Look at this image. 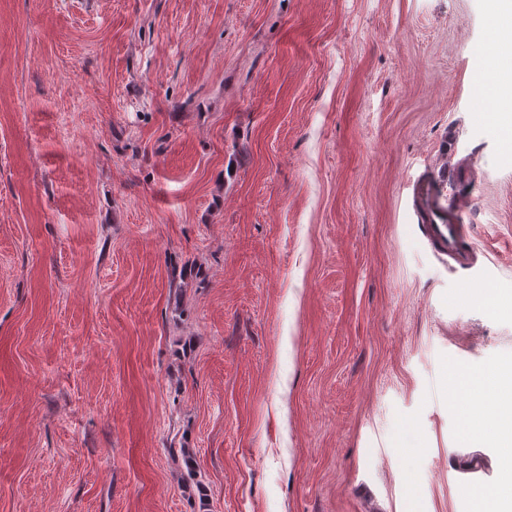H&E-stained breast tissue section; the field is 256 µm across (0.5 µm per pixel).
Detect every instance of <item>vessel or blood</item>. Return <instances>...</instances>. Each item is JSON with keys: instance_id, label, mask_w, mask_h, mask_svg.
I'll return each mask as SVG.
<instances>
[{"instance_id": "b4317fda", "label": "vessel or blood", "mask_w": 512, "mask_h": 512, "mask_svg": "<svg viewBox=\"0 0 512 512\" xmlns=\"http://www.w3.org/2000/svg\"><path fill=\"white\" fill-rule=\"evenodd\" d=\"M442 174H434L432 181L424 184L420 194L428 204L429 222L426 226L427 239L435 252L447 255L462 268H471L477 259L474 247L464 246V225L456 223L454 213L460 212L461 204H441L437 195V186L442 183Z\"/></svg>"}]
</instances>
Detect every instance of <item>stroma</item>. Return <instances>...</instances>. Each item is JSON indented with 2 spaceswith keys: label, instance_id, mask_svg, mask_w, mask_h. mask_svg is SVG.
I'll list each match as a JSON object with an SVG mask.
<instances>
[{
  "label": "stroma",
  "instance_id": "stroma-1",
  "mask_svg": "<svg viewBox=\"0 0 512 512\" xmlns=\"http://www.w3.org/2000/svg\"><path fill=\"white\" fill-rule=\"evenodd\" d=\"M505 28L489 0H0V512H488ZM444 160L468 270L413 192Z\"/></svg>",
  "mask_w": 512,
  "mask_h": 512
}]
</instances>
